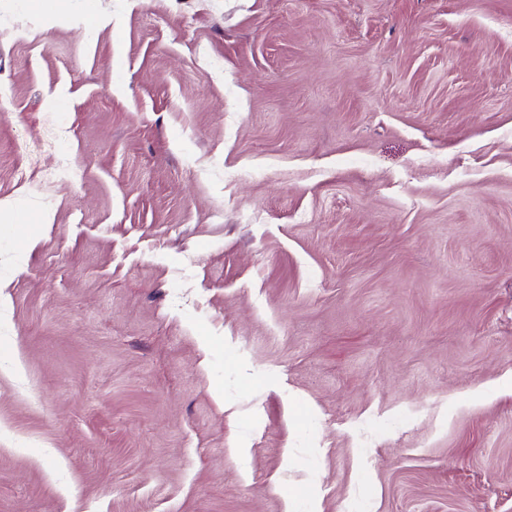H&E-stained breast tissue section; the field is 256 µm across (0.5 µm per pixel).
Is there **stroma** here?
Returning <instances> with one entry per match:
<instances>
[{
  "label": "stroma",
  "mask_w": 512,
  "mask_h": 512,
  "mask_svg": "<svg viewBox=\"0 0 512 512\" xmlns=\"http://www.w3.org/2000/svg\"><path fill=\"white\" fill-rule=\"evenodd\" d=\"M1 207L0 512H512V0H0Z\"/></svg>",
  "instance_id": "35a3bbf8"
}]
</instances>
